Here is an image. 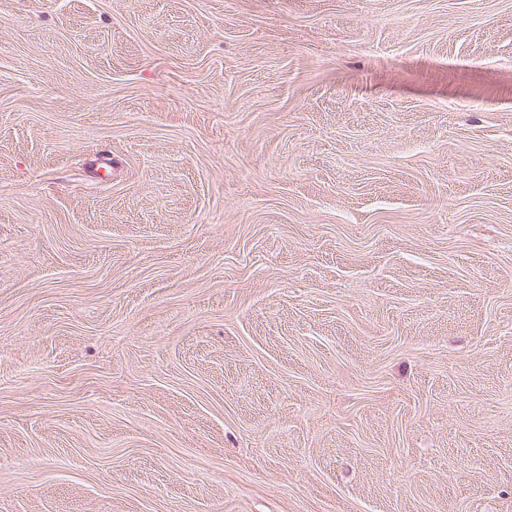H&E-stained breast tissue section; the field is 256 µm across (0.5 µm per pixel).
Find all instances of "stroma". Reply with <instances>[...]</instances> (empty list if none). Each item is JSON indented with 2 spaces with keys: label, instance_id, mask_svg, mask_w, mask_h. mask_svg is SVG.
Instances as JSON below:
<instances>
[{
  "label": "stroma",
  "instance_id": "stroma-1",
  "mask_svg": "<svg viewBox=\"0 0 512 512\" xmlns=\"http://www.w3.org/2000/svg\"><path fill=\"white\" fill-rule=\"evenodd\" d=\"M0 512H512V0H0Z\"/></svg>",
  "mask_w": 512,
  "mask_h": 512
}]
</instances>
